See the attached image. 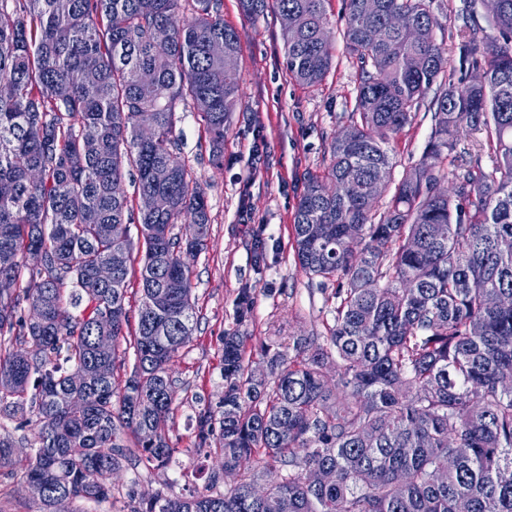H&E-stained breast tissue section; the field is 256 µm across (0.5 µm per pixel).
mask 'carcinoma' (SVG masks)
Returning a JSON list of instances; mask_svg holds the SVG:
<instances>
[{
	"label": "carcinoma",
	"mask_w": 512,
	"mask_h": 512,
	"mask_svg": "<svg viewBox=\"0 0 512 512\" xmlns=\"http://www.w3.org/2000/svg\"><path fill=\"white\" fill-rule=\"evenodd\" d=\"M10 2L15 18L0 23V278L18 283L34 247L48 261L0 295V417L27 408L37 426L19 458L0 425V469L41 488L36 512H53L59 494L85 512L111 495L123 464L161 468L175 452L171 363L197 325L182 253L205 249L210 226L205 192L176 156L175 112L210 102L200 117L210 161L222 165L240 38L221 0H0V12ZM325 2L242 0L248 14L290 19L286 69L303 86L334 65ZM497 2L482 3L497 54L485 55L479 27L461 46L485 82L455 85L426 0H343V41L361 71L355 107L323 173L305 178L294 224L300 270L336 282L332 323L263 347L264 372L245 366L238 331L224 334V398L197 414L195 451L219 455L239 480L188 498L159 490L131 512H458L460 502L512 512V482L500 478L512 471V307L490 303L512 295V0ZM396 13L413 28L389 27ZM431 92L427 150L397 178L390 144ZM464 125L483 134L495 168L476 159L448 170ZM375 180L387 201L367 194ZM153 196L167 207L151 208ZM178 223L183 236L172 233ZM116 254L112 281L99 282L96 268ZM136 261L134 360L119 385L115 346L130 327ZM68 283L78 291L67 301ZM105 312L114 349L102 364ZM251 312L245 290L237 322ZM76 388L80 410L68 405ZM315 469L334 477L312 483Z\"/></svg>",
	"instance_id": "1"
}]
</instances>
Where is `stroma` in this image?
<instances>
[{
    "mask_svg": "<svg viewBox=\"0 0 512 512\" xmlns=\"http://www.w3.org/2000/svg\"><path fill=\"white\" fill-rule=\"evenodd\" d=\"M437 20L434 36L448 52V70L459 71V44L467 25L483 24L470 0H430ZM224 22L240 36L237 62L240 96L224 138V164L209 159V134L197 112L178 108L175 135L179 157L204 190L210 215L206 248L188 257L198 325L189 347L172 365L176 393L169 436L175 448L168 467L142 463L114 475L112 495L88 504V512H128L129 490L181 496L208 487L217 457L194 452V424L204 407L218 408L224 396L222 337L236 329L246 338V357L261 364L260 348L286 335L323 329L325 293L294 258V216L306 173L321 172L328 145L346 126L355 106L359 68L344 44L336 66L320 85L304 87L288 76L282 22L268 11L251 17L240 0H223ZM433 108L423 100L410 125L393 144L397 171L422 159L432 130ZM250 289V319L236 322V303Z\"/></svg>",
    "mask_w": 512,
    "mask_h": 512,
    "instance_id": "35a3bbf8",
    "label": "stroma"
}]
</instances>
